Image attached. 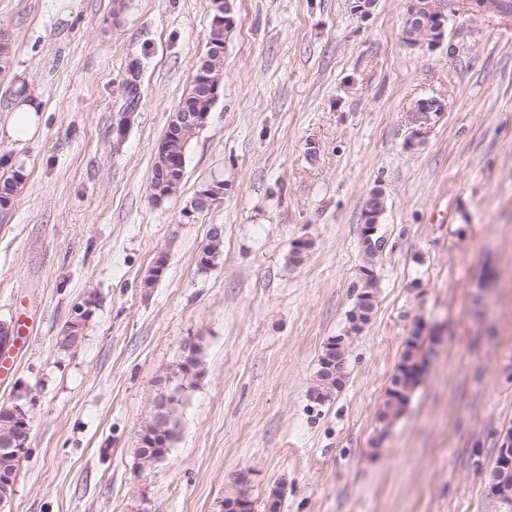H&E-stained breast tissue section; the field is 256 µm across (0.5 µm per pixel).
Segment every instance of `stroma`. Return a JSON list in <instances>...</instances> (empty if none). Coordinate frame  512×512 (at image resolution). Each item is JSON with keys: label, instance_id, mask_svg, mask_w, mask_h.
I'll list each match as a JSON object with an SVG mask.
<instances>
[{"label": "stroma", "instance_id": "obj_1", "mask_svg": "<svg viewBox=\"0 0 512 512\" xmlns=\"http://www.w3.org/2000/svg\"><path fill=\"white\" fill-rule=\"evenodd\" d=\"M220 97L179 192L150 199L157 146L208 50L213 0H0L12 52L0 124V326L24 330L0 402L31 433L0 512H221L237 475L281 512H505L489 472L512 431V14H449L437 45L401 40L407 0H228ZM139 62L138 78L128 67ZM443 114L412 142V107ZM209 210L191 211L208 184ZM387 245L370 321L335 400L308 389L345 332L373 193ZM223 254L201 270L214 226ZM308 240L300 263L291 244ZM162 278H144L158 256ZM77 347L58 337L78 305ZM428 361L401 418L377 415L411 336ZM201 339L179 437L135 459L154 380ZM41 112V101L36 97L16 101L11 119L3 133L0 126V138L5 135L10 140L18 142L35 138L41 127Z\"/></svg>", "mask_w": 512, "mask_h": 512}]
</instances>
